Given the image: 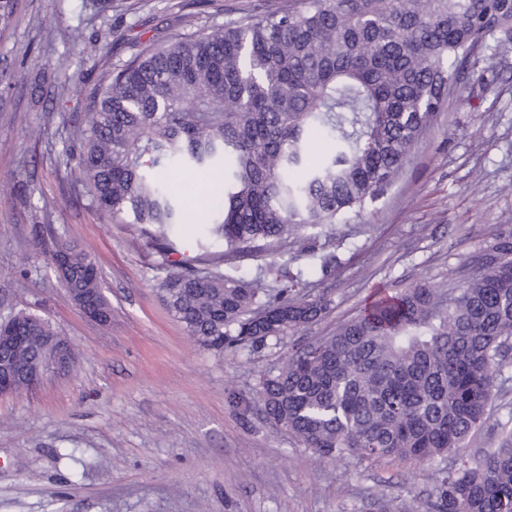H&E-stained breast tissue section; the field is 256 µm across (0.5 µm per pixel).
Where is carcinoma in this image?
I'll use <instances>...</instances> for the list:
<instances>
[{
    "instance_id": "obj_1",
    "label": "carcinoma",
    "mask_w": 512,
    "mask_h": 512,
    "mask_svg": "<svg viewBox=\"0 0 512 512\" xmlns=\"http://www.w3.org/2000/svg\"><path fill=\"white\" fill-rule=\"evenodd\" d=\"M512 55V0H284L207 32L145 49L96 83L54 61L60 95L83 105L78 172L97 214L149 238L172 270L159 284L190 336L217 352L280 342L317 321L325 295L259 288L221 264L294 243L363 212L399 177L411 147L442 111L458 63L485 37ZM70 42L102 46L82 27ZM45 74L0 75L41 88ZM315 139L328 147L315 156ZM172 171L215 176L201 253L175 261L189 199ZM223 250L212 259L209 247ZM61 286L112 313L92 256L57 251ZM460 288L415 284L379 298L312 345L257 375L266 419L321 458L445 460L427 478L421 512H512V428L489 430L494 452L465 449L487 421L512 351V224H501ZM17 312L0 336L16 357L53 359L48 320ZM373 512H407L402 492L375 495Z\"/></svg>"
}]
</instances>
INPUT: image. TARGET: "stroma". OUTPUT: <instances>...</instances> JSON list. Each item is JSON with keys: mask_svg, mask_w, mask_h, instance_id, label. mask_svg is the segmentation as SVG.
I'll use <instances>...</instances> for the list:
<instances>
[{"mask_svg": "<svg viewBox=\"0 0 512 512\" xmlns=\"http://www.w3.org/2000/svg\"><path fill=\"white\" fill-rule=\"evenodd\" d=\"M281 0H112L110 26L82 0H17L0 32V73L49 68L70 53L73 70L98 80L146 46L224 24ZM83 25L101 54L69 40ZM486 37L448 91L403 171L364 212L333 231L304 229L316 250L247 256L226 273L262 288L282 284L277 261L301 291L325 293L318 321L280 344L217 354L168 311L167 267L151 243L99 217L76 172L77 111L54 90L41 100L0 85V299L48 318L71 344L68 370L32 390L0 395V512H369V494L402 485L430 498L427 462L359 464L318 459L272 425L253 396L259 371L297 342L311 343L361 313L376 290L418 281L458 288L482 243L512 224V57ZM63 242L95 256L112 321L96 324L64 297L49 261ZM333 255L323 266V255Z\"/></svg>", "mask_w": 512, "mask_h": 512, "instance_id": "1", "label": "stroma"}]
</instances>
